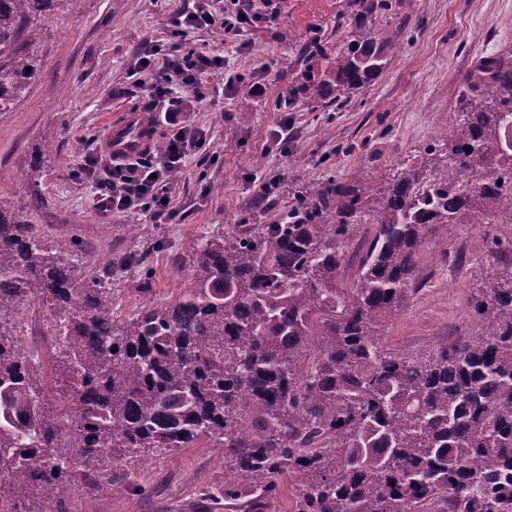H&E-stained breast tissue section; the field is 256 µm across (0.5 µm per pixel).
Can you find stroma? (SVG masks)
Listing matches in <instances>:
<instances>
[{
  "label": "stroma",
  "mask_w": 512,
  "mask_h": 512,
  "mask_svg": "<svg viewBox=\"0 0 512 512\" xmlns=\"http://www.w3.org/2000/svg\"><path fill=\"white\" fill-rule=\"evenodd\" d=\"M349 0H250L253 27L237 41L219 30L176 36L172 16L189 0H64L42 24L32 49L40 78L13 111L0 114V188L49 239L75 237L86 273L98 260L126 258L106 287L112 310L127 317L147 301L168 303L191 285L189 260L214 231L234 234L272 224L294 190L314 193L331 179L363 180L384 189L400 163L434 141L467 77L481 57L512 48V0H396L377 36L398 44L383 70L339 112L314 106L286 111L279 94L302 69L300 50L313 37L329 45L355 27ZM165 47L191 46L224 58V78L206 77L192 118L214 148L216 163L188 157L171 179L180 215L170 224L148 214L102 220L95 189L73 177L90 141L105 145L108 121L142 111L145 92L134 70L146 39ZM52 141L53 153L30 172L33 152ZM276 189L261 195L259 185ZM485 211L468 223L433 226L419 252V295L382 327V341L401 353H422L474 335L470 314L477 288L512 265V251H476L484 233L501 227ZM147 259L135 265L136 257ZM148 276L150 290H129ZM23 350L50 389L52 410L62 390L52 358L47 307H22ZM119 488L104 492L95 478L69 484L76 512H212L204 493L224 483V465L206 443L180 451L113 461Z\"/></svg>",
  "instance_id": "1"
}]
</instances>
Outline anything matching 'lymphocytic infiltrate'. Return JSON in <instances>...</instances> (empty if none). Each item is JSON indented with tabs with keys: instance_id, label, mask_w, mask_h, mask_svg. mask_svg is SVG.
Segmentation results:
<instances>
[{
	"instance_id": "obj_1",
	"label": "lymphocytic infiltrate",
	"mask_w": 512,
	"mask_h": 512,
	"mask_svg": "<svg viewBox=\"0 0 512 512\" xmlns=\"http://www.w3.org/2000/svg\"><path fill=\"white\" fill-rule=\"evenodd\" d=\"M246 0H230L227 7L215 8L211 0H194L173 24L179 34L222 28L228 39H236L245 25ZM136 69L152 105H165L168 146L160 155L120 157L96 152L86 156L78 175L93 178L102 215L141 212L158 224H170L179 215L169 200L170 180L185 159L198 156L214 163V151L204 133L192 122L196 100L203 95L204 76H221L224 58L193 49L178 54L159 45H149L136 61ZM185 89L182 97H172L173 87Z\"/></svg>"
}]
</instances>
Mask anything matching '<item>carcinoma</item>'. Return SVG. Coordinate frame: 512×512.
Here are the masks:
<instances>
[{
	"instance_id": "1",
	"label": "carcinoma",
	"mask_w": 512,
	"mask_h": 512,
	"mask_svg": "<svg viewBox=\"0 0 512 512\" xmlns=\"http://www.w3.org/2000/svg\"><path fill=\"white\" fill-rule=\"evenodd\" d=\"M62 0H0V113L42 72L30 52ZM361 21L392 0H351ZM397 45L358 26L307 64L284 106L339 107ZM435 146L399 165L382 192L331 180L301 193L276 224L214 233L192 254L193 285L174 302L116 319L101 278L79 267L76 240L50 241L0 188V470L23 495L17 512H70L59 490L94 474L113 489L112 459L172 453L206 440L224 449L212 504L266 512L291 477L293 512H500L512 505V267L478 289L481 332L428 354L381 344L385 320L414 299L417 252L434 224L495 208L484 184L512 178V52L468 76ZM375 225L355 287H338L344 247ZM476 248L512 250V236ZM43 302L67 378L65 408L23 352L22 305Z\"/></svg>"
}]
</instances>
